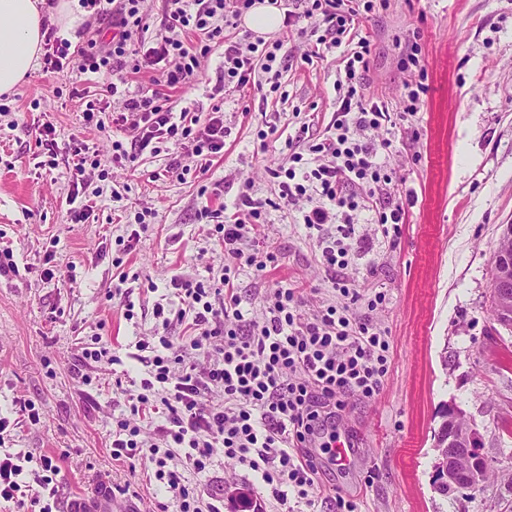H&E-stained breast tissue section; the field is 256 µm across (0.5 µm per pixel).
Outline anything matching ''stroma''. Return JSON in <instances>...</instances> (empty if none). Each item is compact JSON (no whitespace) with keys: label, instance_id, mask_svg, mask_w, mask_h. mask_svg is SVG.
<instances>
[{"label":"stroma","instance_id":"stroma-1","mask_svg":"<svg viewBox=\"0 0 512 512\" xmlns=\"http://www.w3.org/2000/svg\"><path fill=\"white\" fill-rule=\"evenodd\" d=\"M358 11L357 38L370 44L361 79L365 97L383 102L391 119L371 134L389 141L379 156L392 176V197L408 203L406 224L384 233L359 214L344 277L360 292L353 310L391 338V364L381 392L350 397L342 431L353 443L351 463L330 482L356 498L358 512H512V332L491 310L492 257L502 225L512 224V0H387ZM325 26L303 18L277 30L282 48L280 90L269 82L216 92L223 49L201 61L199 77L170 94L174 111L207 119L224 113V149L202 177L181 175L189 144L161 142L135 163L112 159V143L130 142L115 125H86L88 95L98 89L78 72L35 68L0 112V251L13 269L0 272V455L27 454L22 479L32 482L40 458L59 469V500L104 494L122 512H178L157 480L150 452L132 461L112 457L119 420L147 371L140 339L186 336L189 322L162 327L156 304L173 301V276H220L225 249L218 224L243 190L275 196L270 168L284 163L288 139L325 137L338 106L337 82L351 41L320 48ZM418 46L422 71L401 60ZM428 92L414 115L404 112L407 87ZM57 130L59 166H44L38 144L46 124ZM93 160L83 175L94 212L72 221L66 198L75 145ZM210 217H202V209ZM146 222L130 253L120 242ZM335 225L310 228L297 210L270 207L243 247L277 253L278 269L238 272L242 306L261 316L275 288L304 289L310 315L336 296L320 263L318 243L337 239ZM122 266H113L114 258ZM53 277H46V269ZM385 301L368 302L376 293ZM133 310H126V303ZM101 338L115 364L91 363L83 348ZM34 403L39 422L21 410ZM457 405L482 436L492 473L481 490L443 495L433 486V443L445 405ZM192 495L223 503V512H286L256 474L215 449L205 472H187Z\"/></svg>","mask_w":512,"mask_h":512}]
</instances>
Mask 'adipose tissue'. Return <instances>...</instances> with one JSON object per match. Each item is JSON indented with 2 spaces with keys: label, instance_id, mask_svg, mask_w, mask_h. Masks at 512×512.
<instances>
[{
  "label": "adipose tissue",
  "instance_id": "obj_1",
  "mask_svg": "<svg viewBox=\"0 0 512 512\" xmlns=\"http://www.w3.org/2000/svg\"><path fill=\"white\" fill-rule=\"evenodd\" d=\"M39 0H0V94L13 91L43 51Z\"/></svg>",
  "mask_w": 512,
  "mask_h": 512
}]
</instances>
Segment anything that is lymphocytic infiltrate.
Listing matches in <instances>:
<instances>
[{"instance_id": "obj_1", "label": "lymphocytic infiltrate", "mask_w": 512, "mask_h": 512, "mask_svg": "<svg viewBox=\"0 0 512 512\" xmlns=\"http://www.w3.org/2000/svg\"><path fill=\"white\" fill-rule=\"evenodd\" d=\"M255 0H163L164 35L152 43L138 37L147 16L146 0H81L94 18L110 17L108 37L88 39L74 47L56 39L52 25H44L47 51L45 69L70 67L78 73L107 78L108 95H116L111 82L114 71L126 58L135 56L160 67L165 83L174 88L195 81L200 56L213 47L224 48V69L219 86L243 87L272 73L280 42L266 46L232 41L224 24L250 9ZM281 7L284 27H292L300 15L321 13L331 34L332 45L353 30L358 12L347 0H271ZM198 34V52L185 48L180 35ZM368 43L345 60L346 95L334 113L329 134L298 152L286 141L288 165L270 169L276 195L283 205L310 203L303 222L310 227L336 225L343 238L354 232L353 213L373 212L378 224L404 223L402 203L391 201V178L378 160L368 131L378 129L388 112L382 104L366 100L355 86L360 72L368 68ZM115 125L134 132L133 149L113 141L115 161H135L137 154L155 140L187 141L196 157L195 168L204 172L208 161L224 148V115L213 109L206 123H199L189 110L173 112L161 93L146 96L126 94ZM361 197H354L353 188ZM219 231L228 244L225 271L218 281L204 282L187 276L171 281L178 300L177 319H190L192 335L159 339L160 353L154 354L150 370L140 385L142 395L133 413L164 406L167 424L160 427L162 447L179 450L187 465L204 472L215 449L260 473L280 504L295 503L314 512L319 503L331 512H357V502L336 486L325 484L319 457L335 460L340 439L336 421L342 418L349 397L372 399L382 390L390 366V340L386 331L368 320L353 316L349 308L359 299L355 289L340 279L331 284L341 302L327 305L312 316H302L301 296L295 289L278 288L265 297L262 320L246 318L233 288L230 272L244 266L277 267L274 253L258 257L239 248L247 223L264 221V204L250 193H241ZM38 490L26 494L19 457H0V499L18 508L31 505L38 512H53L58 470L51 459L40 461Z\"/></svg>"}]
</instances>
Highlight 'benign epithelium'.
Returning <instances> with one entry per match:
<instances>
[{
    "mask_svg": "<svg viewBox=\"0 0 512 512\" xmlns=\"http://www.w3.org/2000/svg\"><path fill=\"white\" fill-rule=\"evenodd\" d=\"M491 306L497 324L512 328V225H501L495 251ZM481 438L468 424L462 410L448 406V416L436 436L433 483L445 494L460 487H478L486 479L479 465Z\"/></svg>",
    "mask_w": 512,
    "mask_h": 512,
    "instance_id": "1",
    "label": "benign epithelium"
}]
</instances>
